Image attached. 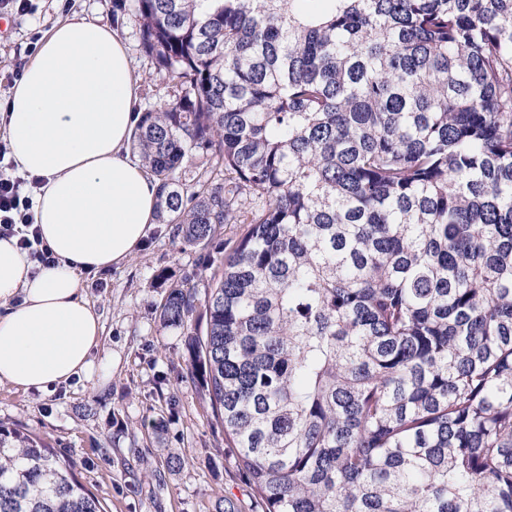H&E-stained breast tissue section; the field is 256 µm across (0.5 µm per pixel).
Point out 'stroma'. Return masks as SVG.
<instances>
[{
    "label": "stroma",
    "instance_id": "1",
    "mask_svg": "<svg viewBox=\"0 0 512 512\" xmlns=\"http://www.w3.org/2000/svg\"><path fill=\"white\" fill-rule=\"evenodd\" d=\"M31 15L14 17L0 33V106L15 71L35 57L33 40L74 14L112 20V0H33ZM118 33L129 48L139 89L140 109L168 101L176 78L157 72L139 44V20L125 16ZM225 235L186 246L159 224L124 264L83 276L85 295L103 323L92 354L93 374L43 391L0 384V424L35 435L76 463L79 480L103 501L107 512H216L224 497L237 499L242 512H261L255 491L238 473L224 441V427L208 395L188 375L189 356L182 330L163 327L159 306L167 280L193 275L197 298H204ZM162 423L156 432L154 423ZM186 457L181 468L169 458Z\"/></svg>",
    "mask_w": 512,
    "mask_h": 512
}]
</instances>
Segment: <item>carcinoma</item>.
<instances>
[{
    "label": "carcinoma",
    "mask_w": 512,
    "mask_h": 512,
    "mask_svg": "<svg viewBox=\"0 0 512 512\" xmlns=\"http://www.w3.org/2000/svg\"><path fill=\"white\" fill-rule=\"evenodd\" d=\"M131 9L178 79L131 140L158 223L244 226L187 345L264 512H512V0ZM0 512L107 510L0 425Z\"/></svg>",
    "instance_id": "obj_1"
}]
</instances>
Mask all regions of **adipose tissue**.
<instances>
[{
	"label": "adipose tissue",
	"mask_w": 512,
	"mask_h": 512,
	"mask_svg": "<svg viewBox=\"0 0 512 512\" xmlns=\"http://www.w3.org/2000/svg\"><path fill=\"white\" fill-rule=\"evenodd\" d=\"M139 102L133 61L100 19L51 26L0 115L33 214L57 262L38 267L0 238V383L44 390L92 373L102 317L81 278L120 265L156 222L157 186L128 146Z\"/></svg>",
	"instance_id": "ef3b65f1"
}]
</instances>
